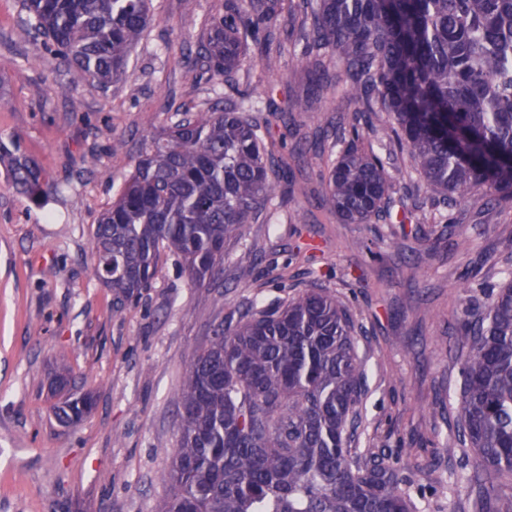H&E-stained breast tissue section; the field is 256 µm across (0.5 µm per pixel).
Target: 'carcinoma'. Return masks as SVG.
<instances>
[{
  "label": "carcinoma",
  "instance_id": "carcinoma-1",
  "mask_svg": "<svg viewBox=\"0 0 512 512\" xmlns=\"http://www.w3.org/2000/svg\"><path fill=\"white\" fill-rule=\"evenodd\" d=\"M152 0H21L22 24L72 73L104 91L125 73L130 51L153 22ZM297 41L312 69L336 56L354 96L388 119L371 132L405 148L427 189L449 203L485 190L512 202V0H303ZM293 0H248L200 21L193 68L217 98L196 87L136 158L93 229L94 276L122 312L159 264L195 284L215 277L226 241L255 219L281 179L286 134L254 119L234 83L244 40L263 39L293 15ZM357 127L335 137L326 202L346 224L385 210L382 154L359 147ZM20 190L56 193L36 166L7 172ZM461 432L483 478L512 475V278L492 292L484 316L461 321ZM347 304L312 285L284 304L219 323L177 395L180 427L159 512H417L399 470L377 448L351 447L366 377ZM84 397L55 407L79 421Z\"/></svg>",
  "mask_w": 512,
  "mask_h": 512
}]
</instances>
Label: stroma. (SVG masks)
<instances>
[{
	"label": "stroma",
	"instance_id": "35a3bbf8",
	"mask_svg": "<svg viewBox=\"0 0 512 512\" xmlns=\"http://www.w3.org/2000/svg\"><path fill=\"white\" fill-rule=\"evenodd\" d=\"M218 0H152L155 23L109 90L70 84L59 60L26 33L20 0H0V145L47 178H71L62 196L19 193L0 163V512H158L168 494L158 475L172 459L180 424L175 397L197 350L218 323L250 304L270 307L315 282L350 307L366 367L359 445L374 442L402 476L424 488L468 471L471 452L448 456L459 429L464 311L485 312L491 287L512 269V207L477 191L449 205L431 193L409 153L394 152L390 208L368 224H346L323 203V136L357 123L380 125L350 93L335 55L326 77L308 73L288 49L266 67L244 45L234 88L288 105V188L224 247L211 284L163 264L122 312L93 275L92 229L151 135L165 128L182 92L208 83L181 57L196 49L198 22ZM81 108L72 111V100ZM121 151H114L115 143ZM97 146L110 177L87 169ZM467 239L468 248L457 245ZM312 252H304V245ZM257 259L252 271L242 253ZM90 395L92 412L59 422L56 388ZM512 499V476L484 494L460 485L420 500L422 512H495Z\"/></svg>",
	"mask_w": 512,
	"mask_h": 512
}]
</instances>
